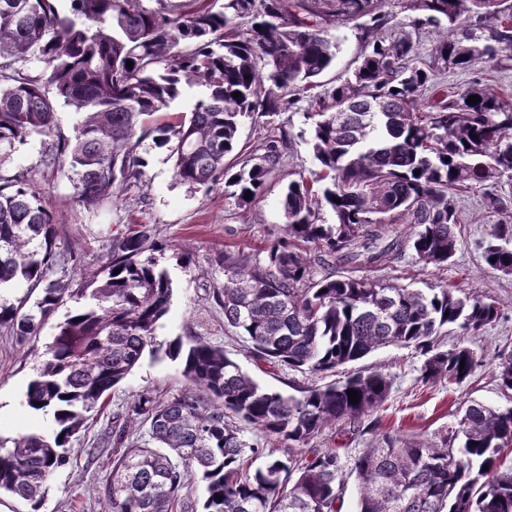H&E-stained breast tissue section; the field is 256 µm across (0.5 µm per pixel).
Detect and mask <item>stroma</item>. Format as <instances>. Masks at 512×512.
Returning a JSON list of instances; mask_svg holds the SVG:
<instances>
[{
    "mask_svg": "<svg viewBox=\"0 0 512 512\" xmlns=\"http://www.w3.org/2000/svg\"><path fill=\"white\" fill-rule=\"evenodd\" d=\"M338 47L331 68L322 80L334 86L348 77L356 66L359 43L350 27L333 32ZM483 79L498 92L512 97V68L494 62L476 63L470 71L447 73L441 87H462ZM307 99L292 96L276 123L290 139L288 154L280 171L270 177L261 196L247 206L238 205L227 195L223 184L210 189L180 183L174 175V161L168 152L144 141L149 165L140 181L132 183L119 204H104L88 210L74 203V189L65 173L46 169L42 162V142L33 138L17 146L8 167L34 178L46 205L57 217V245L84 254L78 278L95 280L97 258L105 253L113 235L128 224H146L167 249L159 257L173 283L168 314L157 330V339L168 342L177 337L197 335L223 348L225 354L264 388L286 394L310 385H323L353 372H379L391 382L388 400L377 412L380 429L396 432L402 438H434L441 430L454 426L457 410L464 402L512 407V392L502 391L498 380L501 355L512 353V276L487 268L477 246L497 218L488 213L478 196L467 194L458 201L463 218L462 244L447 266L437 268L408 259L397 270H374L370 279L389 281L421 290L452 287L492 299L500 308L496 323L473 336L471 343L481 364L465 382L434 384L418 382L423 354L414 348L388 346L335 370L311 375L298 371L259 370L252 361L243 337L224 329V312L212 290L224 282L219 256L225 250L247 246L261 254L266 239L280 233L284 215L280 207L283 192L292 180L311 177L317 164L307 141L311 122L307 119ZM54 320H47L39 336L18 345L13 336L0 331V439L9 441L23 435L51 434L52 415L30 410L25 404L27 384L38 360L54 334ZM186 382L179 363L144 356L139 365L114 387L106 407L91 414L84 427L71 439L69 464L57 469L49 482L42 512H100L98 491L112 464L108 455L90 459L89 451L100 442L112 418L123 412L142 392L164 400L181 393ZM367 444L366 437L352 433L347 425L326 430L312 444L299 448L302 457L314 449H336L342 459L357 455Z\"/></svg>",
    "mask_w": 512,
    "mask_h": 512,
    "instance_id": "35a3bbf8",
    "label": "stroma"
}]
</instances>
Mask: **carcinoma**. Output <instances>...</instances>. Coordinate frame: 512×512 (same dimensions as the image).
<instances>
[{"mask_svg": "<svg viewBox=\"0 0 512 512\" xmlns=\"http://www.w3.org/2000/svg\"><path fill=\"white\" fill-rule=\"evenodd\" d=\"M25 2L0 0V161L33 136L50 138L43 164L67 170L86 209L119 203L129 181L144 175L148 137L175 157L179 181L208 188L222 178L239 205L253 203L282 166L288 138L269 135L240 148L241 118L271 125L284 94L320 87L336 57L331 30L352 26L361 44L357 67L309 96L308 145L319 171L288 183L284 234L269 240L264 258L224 251V283L212 298L224 328L248 339L259 366L326 372L399 345L426 355L424 384L472 375L475 350L463 339L441 350L436 339L492 325L495 302L355 272L409 254L448 264L462 244L463 194H481L491 213L512 212V195L500 190L503 179L512 183V100L479 82L438 102L429 96L447 69L512 61L504 0H401L413 12L412 31L436 33L426 55L410 34L390 32L385 0H224L220 10L210 0H155L154 8L142 0H67L66 14L58 0ZM32 56L42 64L37 74L26 68ZM195 86L206 95L190 115L146 126ZM471 95L481 101L466 103ZM60 102L75 114L70 137L54 135ZM324 207L335 223H323ZM55 224L31 181L0 169V286L41 289L30 308L25 296L1 303L0 329L22 344L39 335L64 296L87 297L56 323L25 391L27 407L52 412L56 429L18 437L9 448L0 441V495L41 512L50 477L68 461L89 414L144 355L162 353L180 361L188 388L163 402L143 392L112 422L106 444L118 453L101 491L103 512H181L193 483L204 488L202 512H341L348 476L355 512H512V465L504 466L511 407L473 401L439 440L408 441L378 433L373 414L390 392L380 373L296 395L266 389L198 336L157 341L173 287L147 225L112 238L89 291L74 278L81 256L59 250ZM479 249L488 269L512 275L511 222L491 225ZM315 264L327 268L320 279ZM498 380L512 390V353L501 359ZM339 423L372 436L352 461L334 448L311 460L291 452ZM246 426L288 452L246 440Z\"/></svg>", "mask_w": 512, "mask_h": 512, "instance_id": "carcinoma-1", "label": "carcinoma"}]
</instances>
